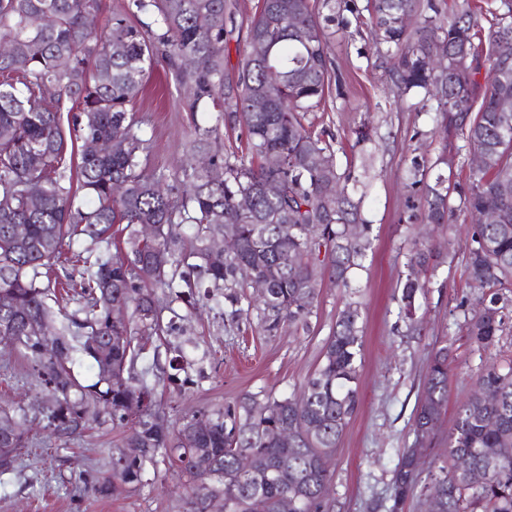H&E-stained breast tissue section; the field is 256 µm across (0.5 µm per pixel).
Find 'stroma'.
Masks as SVG:
<instances>
[{
  "instance_id": "obj_1",
  "label": "stroma",
  "mask_w": 512,
  "mask_h": 512,
  "mask_svg": "<svg viewBox=\"0 0 512 512\" xmlns=\"http://www.w3.org/2000/svg\"><path fill=\"white\" fill-rule=\"evenodd\" d=\"M236 23L226 37L224 72L235 75L249 41L247 24L259 0H232ZM368 0H346L329 23L330 58L342 74L329 84L319 111L305 115L315 129L335 140L340 168L356 179L353 190L371 224V246L349 287L323 277L306 322L266 331L257 313L231 318L207 301L187 310L159 291L164 318L183 317L181 331L147 345L146 362L156 363L157 400L168 416L216 408L241 394L290 395L315 372L324 343L347 303L359 308L363 350L357 386L360 406L346 426L333 457L334 477L329 512H390L393 476L403 448L412 446L413 417L423 401L424 374L430 356L448 346L453 360L448 398L421 459L423 471L437 469L448 454V430L460 406L473 392L479 371L512 356V292L501 303L502 329L495 348L479 349L466 336L464 312L479 308L488 292L473 287L466 270L465 247L471 217L457 215L453 232L429 231L440 254L428 270L427 294L418 299L423 331L404 335L398 319L401 283L405 279L411 233L419 224V201L408 185L413 157L434 161L446 151L458 169L461 136L445 134L436 112L408 110L422 90L398 100L387 71L393 62L379 55L369 26L357 22ZM190 88L166 64L154 65L134 102V115L151 139L142 162L147 170L172 169L189 149L195 127L214 121L206 108L188 109ZM368 139L358 142L357 130ZM189 364L183 387L169 384L165 369L176 349ZM41 389L25 362L0 345V406H33ZM29 452L11 473L0 476V512H185L184 495L175 475L133 492L87 498L78 492L80 472L106 469L121 433L111 424L61 443L41 424L29 430Z\"/></svg>"
}]
</instances>
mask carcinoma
Returning <instances> with one entry per match:
<instances>
[{"label": "carcinoma", "mask_w": 512, "mask_h": 512, "mask_svg": "<svg viewBox=\"0 0 512 512\" xmlns=\"http://www.w3.org/2000/svg\"><path fill=\"white\" fill-rule=\"evenodd\" d=\"M487 34V87L477 112L472 88L480 65L474 39L485 13L467 0L449 14L436 0H369L372 33L397 59L392 79L400 94L423 89L435 101L444 131L461 132L466 152L486 161L470 168L468 181L449 188L432 170L448 165L439 155L429 167L414 158L412 190L421 195V220L453 234L455 193L473 218L467 243L468 270L489 299L467 320L471 343L497 345L500 291L512 289V112L499 101L512 98V0ZM100 0H0V344L28 363L45 393L35 412L63 442L94 425L127 429L112 449L110 469L81 476L80 492L107 496L137 490L164 471L187 477L186 512H209L220 498L224 512H279L285 495L294 512H325L332 484V455L360 405L358 359L363 342L358 307L346 304L325 342L320 366L290 396L245 393L217 409L170 420L155 409V386L137 371L148 337L163 331L155 289L179 300L200 294L227 303L235 317L253 307L268 332L305 320L324 273L347 287L352 269L370 247V225L360 202L338 187L353 180L340 171L332 145L306 127L301 113L321 105L331 79L327 24L336 0H260L249 23L248 51L237 76L224 75L227 0H127L126 11L101 30L87 26ZM412 14L414 29L402 23ZM49 15V26L41 23ZM466 56L463 64L454 61ZM190 57L194 65L183 66ZM163 60L192 90L189 108L212 105L215 124L196 128L192 157L173 170L146 173L149 149L132 104L146 74ZM280 80L273 83L269 73ZM52 87L57 95L46 96ZM77 111L63 129L61 114ZM240 126L248 153L212 149L222 126ZM112 142L97 152L93 144ZM276 156L279 165L267 164ZM278 181L281 195L264 185ZM121 192L115 193V187ZM252 199L245 212L240 198ZM497 219L482 222L483 214ZM16 224L26 226L22 239ZM123 225V247L112 227ZM155 226L152 238L140 236ZM193 227L191 246L177 248L178 228ZM233 233L237 250L216 254L213 244ZM81 244L79 261L65 275L77 291L78 308L56 319L48 272L64 248ZM116 255H110V249ZM433 258L427 241L411 239L399 318L418 330L416 300ZM261 289L246 294L241 287ZM128 309L114 321L112 305ZM51 327L47 336L31 332ZM96 370L82 383L74 365ZM448 346L440 347L424 375L425 398L416 409L413 433L436 425L446 401ZM29 410L0 409V475L15 469L28 448ZM293 433L288 447L275 434ZM423 449L404 448L394 474L391 512L419 486L443 489L449 500L439 512H512V359L481 371L476 390L458 409L448 431V464L422 477ZM465 458L468 466L458 467Z\"/></svg>", "instance_id": "cac0c4a2"}]
</instances>
